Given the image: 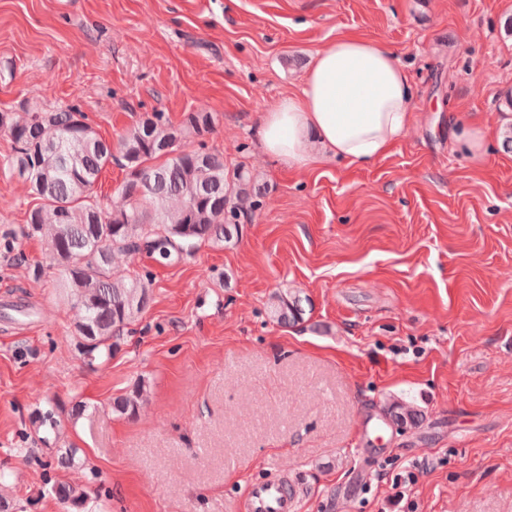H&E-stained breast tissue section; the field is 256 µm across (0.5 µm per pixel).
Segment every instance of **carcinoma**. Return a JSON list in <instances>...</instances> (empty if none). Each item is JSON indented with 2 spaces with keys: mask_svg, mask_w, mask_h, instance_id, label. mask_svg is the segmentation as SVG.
<instances>
[{
  "mask_svg": "<svg viewBox=\"0 0 512 512\" xmlns=\"http://www.w3.org/2000/svg\"><path fill=\"white\" fill-rule=\"evenodd\" d=\"M24 116L0 112V131L14 144L9 171L29 184L40 203L28 211L23 234L38 236L64 278L76 332L91 358H107L117 331L136 321L152 301L150 283L118 264L132 253L157 252L171 262L202 245L218 246L232 236L241 216L259 206L267 188L256 185L243 165L233 168L224 155L204 144L186 148L212 128L209 112H189L173 124L163 112L144 115L115 144L98 136L74 107L23 109ZM126 170L105 209L96 184L112 161ZM274 318L280 324L303 319L299 299L277 296ZM141 387L115 398L112 409L136 415ZM42 439L58 438L61 421L50 407L39 415ZM49 493L61 503L84 505L88 497L61 484Z\"/></svg>",
  "mask_w": 512,
  "mask_h": 512,
  "instance_id": "cac0c4a2",
  "label": "carcinoma"
}]
</instances>
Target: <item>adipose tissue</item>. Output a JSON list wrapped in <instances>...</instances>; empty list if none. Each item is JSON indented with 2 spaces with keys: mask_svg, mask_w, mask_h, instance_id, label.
I'll use <instances>...</instances> for the list:
<instances>
[{
  "mask_svg": "<svg viewBox=\"0 0 512 512\" xmlns=\"http://www.w3.org/2000/svg\"><path fill=\"white\" fill-rule=\"evenodd\" d=\"M413 121L410 77L379 42L345 33L319 49L299 93L264 112L263 150L291 169L326 159L371 165L388 157Z\"/></svg>",
  "mask_w": 512,
  "mask_h": 512,
  "instance_id": "adipose-tissue-1",
  "label": "adipose tissue"
}]
</instances>
